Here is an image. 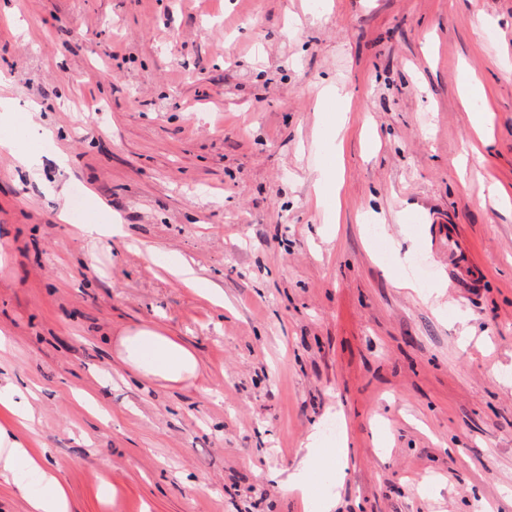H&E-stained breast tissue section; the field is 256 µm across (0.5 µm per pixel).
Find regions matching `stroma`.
<instances>
[{
  "instance_id": "35a3bbf8",
  "label": "stroma",
  "mask_w": 512,
  "mask_h": 512,
  "mask_svg": "<svg viewBox=\"0 0 512 512\" xmlns=\"http://www.w3.org/2000/svg\"><path fill=\"white\" fill-rule=\"evenodd\" d=\"M0 73L53 132L35 176L0 152V377L71 512H303L272 475L313 435L332 512H512V207L482 197L512 198V0H0ZM89 191L84 223L123 238L61 221ZM435 214L479 287L430 250ZM145 324L206 382L127 373L116 340ZM339 170L334 166H325L320 169L319 176L316 180L315 190L318 205H322L327 194H335L338 196L340 188ZM78 233L89 243L95 244L103 238L124 236L122 224H76ZM174 277L187 288H200L206 290L207 295L217 304L224 302V293L216 285L209 283L205 279L199 277L193 267L184 262L172 271ZM0 405L17 415H29L31 411L25 393L11 382L0 386Z\"/></svg>"
}]
</instances>
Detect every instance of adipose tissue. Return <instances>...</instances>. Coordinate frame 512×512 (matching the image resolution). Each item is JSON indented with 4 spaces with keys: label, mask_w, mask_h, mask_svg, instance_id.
<instances>
[{
    "label": "adipose tissue",
    "mask_w": 512,
    "mask_h": 512,
    "mask_svg": "<svg viewBox=\"0 0 512 512\" xmlns=\"http://www.w3.org/2000/svg\"><path fill=\"white\" fill-rule=\"evenodd\" d=\"M120 362L143 379L171 383L194 381L201 367L195 353L177 337L146 326L121 337ZM317 448L307 446L301 466L281 483L287 492L300 493L304 507L321 504L328 512L332 498L316 501L311 484ZM50 456L38 455L12 426L0 424V479L11 483L27 503L28 512H70L68 493Z\"/></svg>",
    "instance_id": "1"
}]
</instances>
